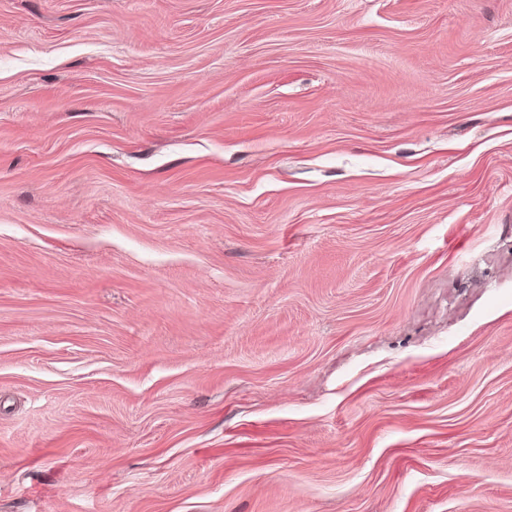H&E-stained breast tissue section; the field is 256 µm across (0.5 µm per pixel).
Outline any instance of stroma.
I'll return each mask as SVG.
<instances>
[{
	"label": "stroma",
	"instance_id": "1",
	"mask_svg": "<svg viewBox=\"0 0 512 512\" xmlns=\"http://www.w3.org/2000/svg\"><path fill=\"white\" fill-rule=\"evenodd\" d=\"M0 512H512V0H0Z\"/></svg>",
	"mask_w": 512,
	"mask_h": 512
}]
</instances>
